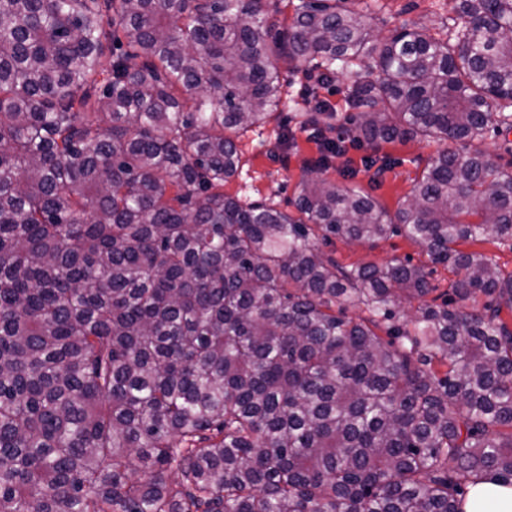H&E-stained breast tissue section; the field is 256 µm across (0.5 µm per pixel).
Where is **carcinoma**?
I'll return each instance as SVG.
<instances>
[{"label":"carcinoma","mask_w":512,"mask_h":512,"mask_svg":"<svg viewBox=\"0 0 512 512\" xmlns=\"http://www.w3.org/2000/svg\"><path fill=\"white\" fill-rule=\"evenodd\" d=\"M458 9L380 39L342 0L283 29L266 0H0V512H464L512 485V272L456 249L512 242V171L439 150L392 215L316 169L293 213L224 194L281 59L355 74L359 144L511 126L512 0ZM399 234L461 278L428 301L423 267L318 246ZM465 512H512V486L483 480L470 485Z\"/></svg>","instance_id":"obj_1"}]
</instances>
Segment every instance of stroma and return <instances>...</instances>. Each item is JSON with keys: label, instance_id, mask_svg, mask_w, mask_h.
Instances as JSON below:
<instances>
[{"label": "stroma", "instance_id": "1", "mask_svg": "<svg viewBox=\"0 0 512 512\" xmlns=\"http://www.w3.org/2000/svg\"><path fill=\"white\" fill-rule=\"evenodd\" d=\"M458 0H348L349 9L366 13L367 19L378 37H388L401 26H422L433 32L445 33L459 21ZM287 83L288 106L280 122H287L292 137L287 146L276 143L278 124L270 123L252 128L244 133L238 145L243 154L244 167L239 177L225 183L224 192L247 201L272 203L287 208L305 171L313 167L320 155L316 141L308 139L299 130L311 106L306 97L317 92L334 107L332 124L340 126L350 107L345 88L351 82L349 74L333 75L325 88L315 86V79L308 69H294L282 65ZM438 143L411 140L371 145L348 146L345 155L329 158L324 174L336 184H343L346 172L356 174L359 184L365 186L388 211H396L399 201L410 190L413 179L420 173L429 156L436 154ZM375 160L385 165V172L376 180L369 181L365 163ZM324 253L333 255L345 265L367 262L385 264L392 259H410L412 264L424 267L429 281L439 292H446L453 275L447 268L432 264L421 248L405 238L394 236L375 244H348L334 240L324 246Z\"/></svg>", "mask_w": 512, "mask_h": 512}]
</instances>
